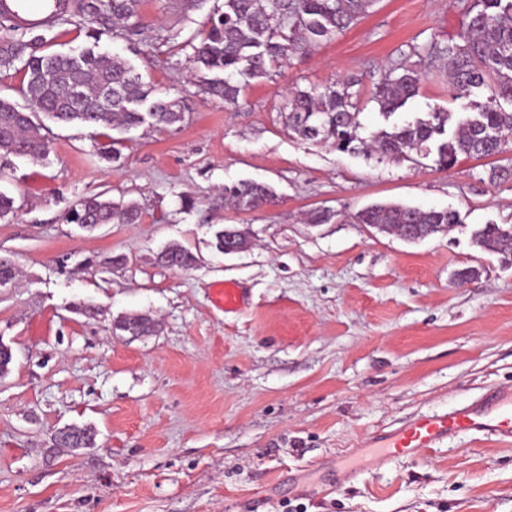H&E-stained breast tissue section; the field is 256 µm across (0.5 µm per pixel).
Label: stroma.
<instances>
[{"instance_id": "35a3bbf8", "label": "stroma", "mask_w": 512, "mask_h": 512, "mask_svg": "<svg viewBox=\"0 0 512 512\" xmlns=\"http://www.w3.org/2000/svg\"><path fill=\"white\" fill-rule=\"evenodd\" d=\"M470 2L377 0L232 107L202 94L191 49L53 30L49 50L121 54L190 110L178 130L126 133L115 160L107 135L52 126L47 160L11 158L0 178L15 206L0 220V255L21 268L0 288V341L13 353L0 378V512H512V442L482 434L374 461L339 484L328 476L374 434L512 389V266L473 241L485 225L512 226V179L490 177L512 167V138L443 171L341 152L286 122L293 88L357 79L368 132L434 109L478 111L487 89L453 99L446 71L427 62L392 119L372 98L411 46L456 43ZM143 15L149 31L186 37L207 12L145 0ZM242 180L268 184L273 204L225 205L221 188ZM98 193L138 201L141 223L64 222ZM374 203L451 209L459 222L407 242L355 221ZM314 209L334 217L308 223ZM227 225L245 235L243 251L213 247ZM173 243L198 265H159ZM118 254L124 265L102 267ZM465 268L476 274L459 280ZM220 280L244 289L239 313L212 305ZM129 314L159 331L113 335ZM66 425L94 426L95 446L51 453Z\"/></svg>"}]
</instances>
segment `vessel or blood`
Returning <instances> with one entry per match:
<instances>
[{"label": "vessel or blood", "instance_id": "1", "mask_svg": "<svg viewBox=\"0 0 512 512\" xmlns=\"http://www.w3.org/2000/svg\"><path fill=\"white\" fill-rule=\"evenodd\" d=\"M211 302L224 313L238 312L244 290L231 282L217 283L212 288ZM464 431L512 440V391L495 390L469 405L417 417L385 437L370 439L369 444L381 457L412 456Z\"/></svg>", "mask_w": 512, "mask_h": 512}]
</instances>
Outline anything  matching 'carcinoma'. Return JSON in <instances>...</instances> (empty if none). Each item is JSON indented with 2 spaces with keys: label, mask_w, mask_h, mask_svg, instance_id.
<instances>
[{
  "label": "carcinoma",
  "mask_w": 512,
  "mask_h": 512,
  "mask_svg": "<svg viewBox=\"0 0 512 512\" xmlns=\"http://www.w3.org/2000/svg\"><path fill=\"white\" fill-rule=\"evenodd\" d=\"M48 0H38L42 17L24 23L15 10L0 8V72L23 73L24 103L0 96V159L26 157L43 160L51 152V139L42 133L44 120L128 132L143 124L176 130L185 121L189 104L184 98L155 95L135 67L117 53H97L92 48L44 52L45 33L60 25L87 29L90 37L110 30L127 41L145 37L144 0H55L58 7L45 10ZM374 0H222L209 14L201 39L189 37L192 61L206 71L202 91L224 102L238 103L241 91L254 79L271 73L296 54L351 28L364 18ZM459 40L444 50L442 64L455 95L462 98L473 88L490 91L488 105L463 118L454 136L440 140L451 113L435 109L390 129L360 136L359 91L355 83L342 82L323 93L296 89L289 100L288 128L304 139H332L342 152H374L393 161L418 162L436 153L434 163L447 170L458 157L486 158L502 151L503 134L512 133V112L496 105L512 98V0H472L460 18ZM400 73L382 76L373 91L380 113L390 118L417 96L423 73L415 64H402ZM273 190L264 183L240 181L224 186V202L240 210L256 211L271 204ZM143 216L134 201L115 202L98 194L78 200L65 214L68 224L92 231L100 224H138ZM359 224H377L384 232L404 237L412 230L418 238L445 233L459 223L449 209H420L402 204H375L355 215ZM482 250L512 262V230L486 225L474 232ZM165 267L188 270L199 258L188 248L172 244L157 254ZM14 260L0 256V284L17 276ZM113 332L133 336L156 331L145 314L124 316ZM96 431L89 426H69L53 438L56 448H90Z\"/></svg>",
  "instance_id": "1"
}]
</instances>
